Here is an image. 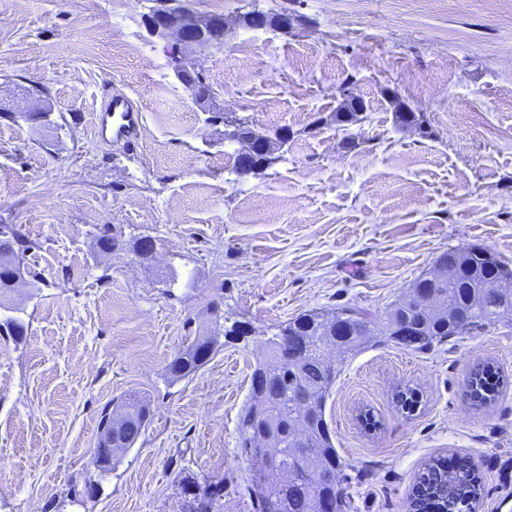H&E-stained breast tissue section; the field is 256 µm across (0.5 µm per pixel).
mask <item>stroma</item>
Masks as SVG:
<instances>
[{
	"mask_svg": "<svg viewBox=\"0 0 512 512\" xmlns=\"http://www.w3.org/2000/svg\"><path fill=\"white\" fill-rule=\"evenodd\" d=\"M250 3L310 28H247ZM151 5L0 0V225L31 244L0 299L27 326L21 339L0 329V512H181L186 476L223 479L216 512H253L236 423L264 339L313 308L384 313L451 249L512 262V0H186L233 26L222 47L185 58L212 107L288 136L245 176L223 126L175 80ZM346 83L366 106L350 149L336 125ZM109 85L142 111L133 150L93 136ZM388 87L424 129L402 130ZM105 231L119 248H101ZM142 238L154 242L144 258ZM219 299L249 336L225 337L208 313ZM198 336L216 337L215 354L169 383L168 363ZM482 362L505 385L477 408L464 382ZM404 387L415 412L396 403ZM129 394L149 398L150 421L104 475L100 416ZM325 418L348 512H407L436 456L473 463L479 512H512V319L431 352L364 349L342 365Z\"/></svg>",
	"mask_w": 512,
	"mask_h": 512,
	"instance_id": "obj_1",
	"label": "stroma"
}]
</instances>
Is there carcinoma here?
<instances>
[{
	"label": "carcinoma",
	"mask_w": 512,
	"mask_h": 512,
	"mask_svg": "<svg viewBox=\"0 0 512 512\" xmlns=\"http://www.w3.org/2000/svg\"><path fill=\"white\" fill-rule=\"evenodd\" d=\"M20 237L8 225L0 227V295L13 286L21 272L15 260ZM427 288L436 295L435 306L418 307L416 296ZM512 307V265L496 253L478 248L462 257L452 279L437 283L419 278L382 315L345 307L326 312L312 309L278 326L263 341L264 353L251 381L263 378L266 388L250 385L249 396L238 413L239 455L247 464L255 512H345L349 507L344 473L325 419V402L338 368L325 363V349L339 346L337 362L354 359L373 338L381 336L414 352H425L450 338L491 329L500 322L499 307ZM412 328L417 336L408 343L401 331ZM216 350L211 336H198L168 364L171 383L196 374ZM502 385L497 367L485 363L472 370L467 391L473 401L495 399ZM122 423L111 428L112 416L100 421L98 447L112 449V462L100 467L109 474L119 454L133 447L150 416V401L131 398L116 406ZM305 442L297 443L298 432ZM277 463L268 465V458ZM198 490V512H213L224 496V480L202 487L186 479L181 490ZM417 512H474L482 496V482L462 459L448 468V457L431 459L414 484Z\"/></svg>",
	"instance_id": "cac0c4a2"
}]
</instances>
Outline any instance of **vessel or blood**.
Wrapping results in <instances>:
<instances>
[{"instance_id":"obj_1","label":"vessel or blood","mask_w":512,"mask_h":512,"mask_svg":"<svg viewBox=\"0 0 512 512\" xmlns=\"http://www.w3.org/2000/svg\"><path fill=\"white\" fill-rule=\"evenodd\" d=\"M142 123V112L125 93L103 91L101 103L94 114L93 135L106 145L134 148Z\"/></svg>"}]
</instances>
